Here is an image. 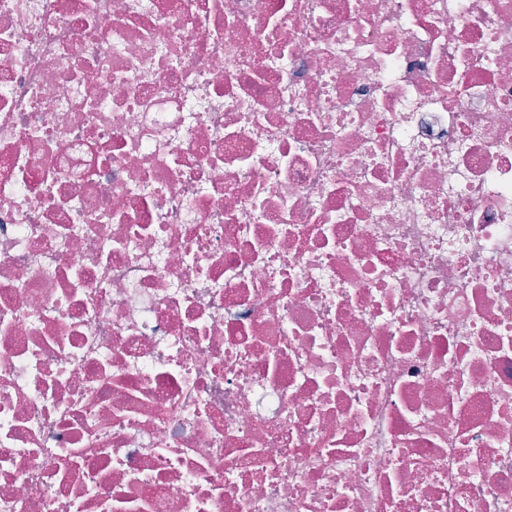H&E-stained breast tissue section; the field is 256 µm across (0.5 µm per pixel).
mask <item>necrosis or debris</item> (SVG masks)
I'll list each match as a JSON object with an SVG mask.
<instances>
[{
    "label": "necrosis or debris",
    "mask_w": 512,
    "mask_h": 512,
    "mask_svg": "<svg viewBox=\"0 0 512 512\" xmlns=\"http://www.w3.org/2000/svg\"><path fill=\"white\" fill-rule=\"evenodd\" d=\"M0 512H512V0H0Z\"/></svg>",
    "instance_id": "obj_1"
}]
</instances>
